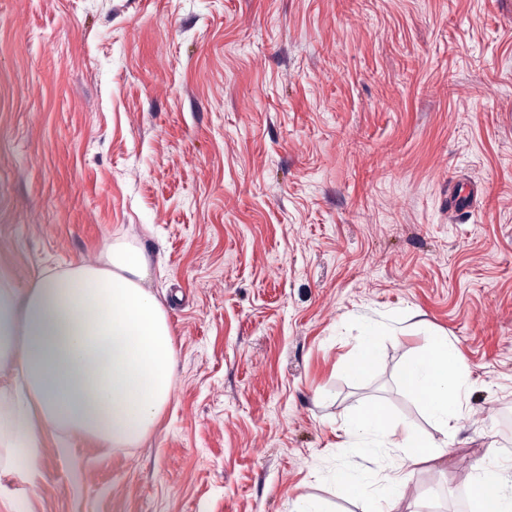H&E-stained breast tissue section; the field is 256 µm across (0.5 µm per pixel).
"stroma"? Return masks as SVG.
I'll list each match as a JSON object with an SVG mask.
<instances>
[{"instance_id": "1", "label": "stroma", "mask_w": 512, "mask_h": 512, "mask_svg": "<svg viewBox=\"0 0 512 512\" xmlns=\"http://www.w3.org/2000/svg\"><path fill=\"white\" fill-rule=\"evenodd\" d=\"M472 202L448 216L452 189ZM142 249L175 355L136 448L49 430L0 512H471L512 467V0H0V269ZM378 359L353 370L364 323ZM467 374L448 454L345 435L431 331ZM375 483L376 474L371 470L342 473L337 477L336 491L339 494L351 490L365 492L362 512H391L394 505L402 497V492H400L401 480L395 479L392 487L388 490L371 493L369 489Z\"/></svg>"}]
</instances>
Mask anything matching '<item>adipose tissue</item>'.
I'll return each mask as SVG.
<instances>
[{"label":"adipose tissue","mask_w":512,"mask_h":512,"mask_svg":"<svg viewBox=\"0 0 512 512\" xmlns=\"http://www.w3.org/2000/svg\"><path fill=\"white\" fill-rule=\"evenodd\" d=\"M141 249L113 245L105 266L81 263L39 274L25 285L0 271V367L24 383L0 428L30 452L20 479L40 462L34 445L45 430L65 428L114 448H135L151 433L174 383L175 349L166 311L148 286ZM401 381L441 434L424 441L406 434L402 445L412 465L443 459V436L458 420L466 377L447 336L429 335L409 358ZM346 435L368 456L382 459L395 433L378 406L354 411ZM373 471L338 475L337 492L364 494L362 512H392L401 481L373 492Z\"/></svg>","instance_id":"1"}]
</instances>
